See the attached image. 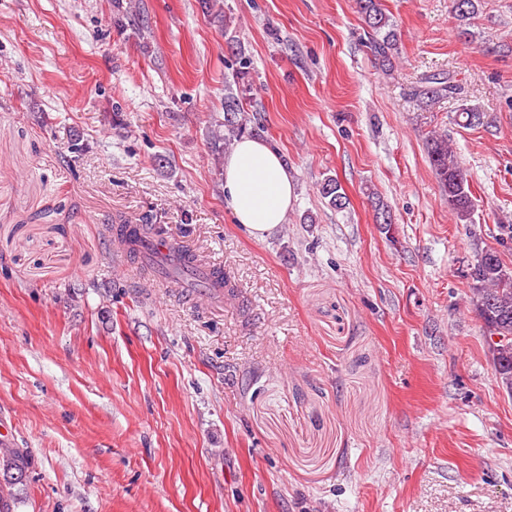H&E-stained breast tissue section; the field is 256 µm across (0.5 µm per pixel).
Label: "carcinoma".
<instances>
[{
    "mask_svg": "<svg viewBox=\"0 0 512 512\" xmlns=\"http://www.w3.org/2000/svg\"><path fill=\"white\" fill-rule=\"evenodd\" d=\"M451 11L458 20L470 19L478 10L477 0H450ZM370 35V48L380 68L386 72L394 68L397 33L393 17L384 8L382 0H356ZM458 86L445 76L432 77L427 85L417 90L416 98L422 106L440 99L452 98ZM224 126L238 135L245 133L246 124L239 118V103L233 96L225 98ZM481 113L475 106H466L457 113L458 124L471 127L480 122ZM429 163L447 198L448 208L459 222H472L474 203L464 170L459 165L448 139L431 137L427 142ZM320 194L330 207L341 210L349 205V198L337 179L328 177L320 184ZM467 278L472 289L471 305L482 321L485 332L499 336L501 341L490 346L493 367L502 388L512 395V269L507 267L500 253L492 248L476 253ZM30 460L20 448L0 450V512H15L16 498L12 488L21 484L29 469Z\"/></svg>",
    "mask_w": 512,
    "mask_h": 512,
    "instance_id": "cac0c4a2",
    "label": "carcinoma"
}]
</instances>
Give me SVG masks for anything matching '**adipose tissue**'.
<instances>
[{
	"mask_svg": "<svg viewBox=\"0 0 512 512\" xmlns=\"http://www.w3.org/2000/svg\"><path fill=\"white\" fill-rule=\"evenodd\" d=\"M296 199L281 156L262 140L244 137L224 159V201L251 238L275 233Z\"/></svg>",
	"mask_w": 512,
	"mask_h": 512,
	"instance_id": "obj_1",
	"label": "adipose tissue"
}]
</instances>
